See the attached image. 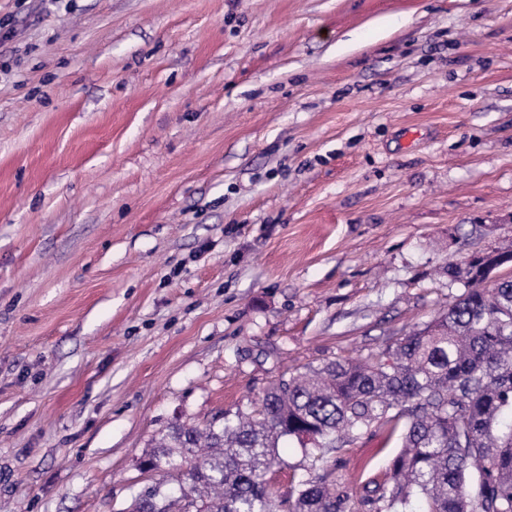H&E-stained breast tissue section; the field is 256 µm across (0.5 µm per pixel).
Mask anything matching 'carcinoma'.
<instances>
[{
    "mask_svg": "<svg viewBox=\"0 0 512 512\" xmlns=\"http://www.w3.org/2000/svg\"><path fill=\"white\" fill-rule=\"evenodd\" d=\"M466 289L441 315L363 359L281 377L203 428L174 423L141 464L167 494L121 512H512V279L448 266ZM373 427L401 449L356 497L335 469L282 496L283 438L323 458Z\"/></svg>",
    "mask_w": 512,
    "mask_h": 512,
    "instance_id": "carcinoma-1",
    "label": "carcinoma"
}]
</instances>
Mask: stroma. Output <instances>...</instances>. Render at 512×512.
<instances>
[{"label": "stroma", "instance_id": "stroma-1", "mask_svg": "<svg viewBox=\"0 0 512 512\" xmlns=\"http://www.w3.org/2000/svg\"><path fill=\"white\" fill-rule=\"evenodd\" d=\"M0 512H121L175 421L383 347L512 248V0H0ZM397 443L335 454L356 491ZM280 492L323 472L284 439Z\"/></svg>", "mask_w": 512, "mask_h": 512}]
</instances>
